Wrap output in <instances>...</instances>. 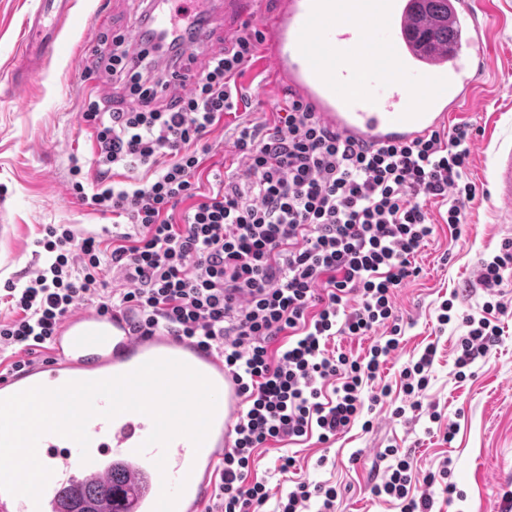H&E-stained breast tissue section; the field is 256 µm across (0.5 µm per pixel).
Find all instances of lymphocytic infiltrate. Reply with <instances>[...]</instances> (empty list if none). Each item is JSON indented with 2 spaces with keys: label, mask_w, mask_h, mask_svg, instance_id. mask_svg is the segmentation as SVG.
I'll list each match as a JSON object with an SVG mask.
<instances>
[{
  "label": "lymphocytic infiltrate",
  "mask_w": 512,
  "mask_h": 512,
  "mask_svg": "<svg viewBox=\"0 0 512 512\" xmlns=\"http://www.w3.org/2000/svg\"><path fill=\"white\" fill-rule=\"evenodd\" d=\"M262 42L260 31L243 30L230 47L210 53L188 92L161 104L155 91L170 78L146 85L150 62L133 59L124 39L113 38L105 69L138 103L84 99L98 164L92 190L78 180L80 164L71 172L77 197L127 223L108 250L72 225H46L48 260L24 287H1L13 316L0 320V350L11 352L13 370L49 350L64 320L84 305L127 316L137 335L165 331L223 357L242 401L209 512H263L270 494L252 468L268 442L314 432L325 443L355 422L365 385L400 344L395 296L420 274L415 256L434 232L428 200H448L446 222L458 236L478 193L468 178L471 124L371 149L341 138L296 99L273 107L263 129L238 124L239 173L214 175L200 189L199 143L242 99L236 79ZM121 168L143 174L112 181ZM105 262L125 284L119 296L104 293ZM505 312L503 303L488 302L482 316H464L459 371L495 345ZM382 327L387 338L365 357L328 348L335 337ZM435 354L427 347L401 371L404 398L395 415L421 409ZM385 454L393 462L373 495L399 501L401 512H433L430 495L411 491L413 458L395 448ZM336 499L335 487L299 482L275 512H307L313 500L318 512H335Z\"/></svg>",
  "instance_id": "1"
}]
</instances>
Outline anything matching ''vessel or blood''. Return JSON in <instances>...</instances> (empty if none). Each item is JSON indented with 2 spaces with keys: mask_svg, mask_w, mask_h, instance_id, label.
<instances>
[{
  "mask_svg": "<svg viewBox=\"0 0 512 512\" xmlns=\"http://www.w3.org/2000/svg\"><path fill=\"white\" fill-rule=\"evenodd\" d=\"M182 0H150L149 34H137L135 51L151 40L184 33L176 18ZM256 0H224V37L232 39ZM72 0H40L26 22L38 43L23 42L10 80L25 84L59 46ZM269 55L277 82L311 106L320 121L342 137L370 147L405 143L447 127L478 94L490 67L486 53L493 32L490 7L474 0H448L446 20L432 16L426 0H275L270 14ZM447 27V43L427 30ZM495 199L512 209V137L499 140L491 173ZM177 359L205 375L218 391L215 417L202 447L185 437L167 449L144 447L151 419L125 412L87 425L90 462L79 446L55 435L42 436L37 453L53 471L39 502L0 492V512H59L63 503L100 504L85 487L122 471L130 488L129 512H153L163 483L187 486L177 512H203L215 468L229 447L239 409L238 385L224 360L196 344L166 333L135 335L121 318L93 311L68 317L46 357L23 370L0 374V398L41 385L56 389L70 381L99 380L130 372L151 359ZM165 457V470L155 461Z\"/></svg>",
  "mask_w": 512,
  "mask_h": 512,
  "instance_id": "obj_1",
  "label": "vessel or blood"
}]
</instances>
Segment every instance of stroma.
<instances>
[{
    "mask_svg": "<svg viewBox=\"0 0 512 512\" xmlns=\"http://www.w3.org/2000/svg\"><path fill=\"white\" fill-rule=\"evenodd\" d=\"M496 2L504 18L489 47L487 87L456 117L474 128L469 178L480 194L469 203L467 224L458 238L443 221L445 207L430 204L434 233L416 256L419 276L396 293L403 334L380 372L392 398H402L401 370L426 346L437 345L426 405L401 418L390 409H376L370 427L355 423L327 444L313 436L269 443L255 465L270 489L268 512L296 481L335 487L336 512H400L396 500L371 493L389 464L383 451L391 446L411 451L422 476L438 472L443 460L451 459L463 499L448 500L439 483L416 487L431 494L434 512H505L512 502V269L504 271L501 285L500 300L508 308L499 318L501 336L486 357L472 364L466 380L458 379L454 365V345L466 328L458 319L445 325L438 321L447 300L462 312L481 316L489 296L477 281L480 261L512 238V223L505 221L508 211L490 193L494 146L501 136L512 135V0ZM37 8L38 0H0V224L14 230L11 241L0 240V287L8 281L24 284L43 265L45 252L37 241L45 225L70 224L78 234L111 238L115 215L73 194L71 160L79 158L83 176L95 178L94 138L82 115L88 93L108 97L117 107L129 100L122 83L93 69L94 53L77 55L75 46L100 9L108 13L113 30L134 34L144 0H73L57 53L27 85L7 87L4 74L25 38V20ZM239 83L246 101L205 136L211 149L203 157L202 173L232 172V133L238 120L264 121L273 106L289 100L272 76L267 49H260ZM284 453L294 455L297 466L282 476L275 473L274 462Z\"/></svg>",
    "mask_w": 512,
    "mask_h": 512,
    "instance_id": "35a3bbf8",
    "label": "stroma"
}]
</instances>
